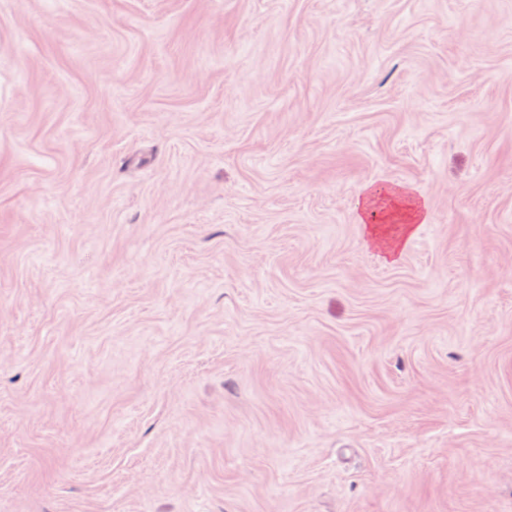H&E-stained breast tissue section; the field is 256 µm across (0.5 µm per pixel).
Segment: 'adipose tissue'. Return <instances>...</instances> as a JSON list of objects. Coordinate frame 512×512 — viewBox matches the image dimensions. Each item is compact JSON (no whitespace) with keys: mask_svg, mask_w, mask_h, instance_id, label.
I'll return each mask as SVG.
<instances>
[{"mask_svg":"<svg viewBox=\"0 0 512 512\" xmlns=\"http://www.w3.org/2000/svg\"><path fill=\"white\" fill-rule=\"evenodd\" d=\"M356 212L369 243L390 258L405 245L414 226L427 218L424 202L402 187H367L356 203Z\"/></svg>","mask_w":512,"mask_h":512,"instance_id":"obj_1","label":"adipose tissue"}]
</instances>
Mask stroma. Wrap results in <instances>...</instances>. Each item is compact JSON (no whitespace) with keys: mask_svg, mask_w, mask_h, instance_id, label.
<instances>
[{"mask_svg":"<svg viewBox=\"0 0 512 512\" xmlns=\"http://www.w3.org/2000/svg\"><path fill=\"white\" fill-rule=\"evenodd\" d=\"M0 512H512V0H0ZM357 220L364 224L370 244L393 258L412 236L414 224L425 223L427 210L408 189L368 186L356 203ZM387 224H398L389 234Z\"/></svg>","mask_w":512,"mask_h":512,"instance_id":"35a3bbf8","label":"stroma"}]
</instances>
